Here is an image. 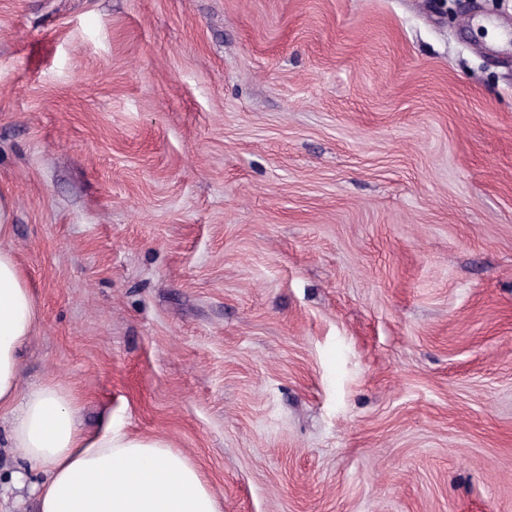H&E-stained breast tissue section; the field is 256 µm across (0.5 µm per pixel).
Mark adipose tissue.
I'll list each match as a JSON object with an SVG mask.
<instances>
[{"mask_svg": "<svg viewBox=\"0 0 512 512\" xmlns=\"http://www.w3.org/2000/svg\"><path fill=\"white\" fill-rule=\"evenodd\" d=\"M12 230L0 199V406L14 409L11 445L25 462L11 473L12 488L29 489L38 512H223L199 468L167 442L111 426L88 437L57 387L20 393V356L38 311L7 247ZM34 469L42 479L31 480Z\"/></svg>", "mask_w": 512, "mask_h": 512, "instance_id": "obj_1", "label": "adipose tissue"}]
</instances>
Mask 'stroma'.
I'll use <instances>...</instances> for the list:
<instances>
[{
  "mask_svg": "<svg viewBox=\"0 0 512 512\" xmlns=\"http://www.w3.org/2000/svg\"><path fill=\"white\" fill-rule=\"evenodd\" d=\"M21 392L223 512H512V0H0Z\"/></svg>",
  "mask_w": 512,
  "mask_h": 512,
  "instance_id": "obj_1",
  "label": "stroma"
}]
</instances>
